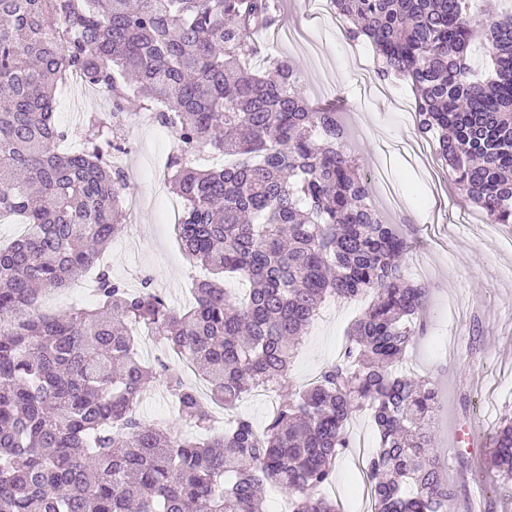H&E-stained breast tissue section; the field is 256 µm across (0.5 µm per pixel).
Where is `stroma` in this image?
<instances>
[{"mask_svg":"<svg viewBox=\"0 0 512 512\" xmlns=\"http://www.w3.org/2000/svg\"><path fill=\"white\" fill-rule=\"evenodd\" d=\"M304 0H278L279 24L291 29L313 28L320 54L300 51L262 33L254 65L268 69L271 60L287 58L299 68L301 90L319 107L336 108L348 130L349 151L370 177V197L390 223L406 220L414 227L402 260L407 280L423 281L431 290L427 336L407 353L403 371L413 377L434 375L440 407L436 415L434 451L446 462L449 476L461 479L459 498L450 512H483V488L470 475L474 457L456 453L451 430L456 423L480 426L492 438L505 410L512 409V224L460 222L458 196L448 184V168L435 152L416 155L415 121L392 111L383 98L368 96L351 71L350 54L359 51L373 59L370 44L347 39L333 11L311 23ZM55 117L69 130V146H81L93 134L89 116L110 108L111 100L94 89L59 85ZM135 118L126 127L129 195L140 205L124 232L103 251L100 262L113 278L133 291L143 280L163 295L175 311L192 307V283L203 277L177 240L168 202L167 162L176 141L142 114L139 102L127 105ZM362 307L327 301L310 325L292 360L288 378L307 384L336 361L347 331ZM352 448L339 458L336 478L326 485L328 497L344 502L353 496L359 466L378 444L368 411L350 424Z\"/></svg>","mask_w":512,"mask_h":512,"instance_id":"35a3bbf8","label":"stroma"}]
</instances>
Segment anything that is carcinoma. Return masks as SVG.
Returning a JSON list of instances; mask_svg holds the SVG:
<instances>
[{
    "mask_svg": "<svg viewBox=\"0 0 512 512\" xmlns=\"http://www.w3.org/2000/svg\"><path fill=\"white\" fill-rule=\"evenodd\" d=\"M370 43L381 81L410 80L419 135L491 224H512V14L475 18L469 0H330ZM278 22L277 0H0V216L24 233L0 247V512H265L267 487L288 512H340L318 490L370 411L378 448L365 460L372 512H448L458 483L432 452L436 381L398 370L427 333L429 288L401 273L406 237L369 202V176L345 149L338 112L312 107L293 61L249 68L251 34ZM486 30L488 72L469 47ZM108 91L97 138L63 153L55 120L66 73ZM177 150L184 200L176 234L212 273L180 314L151 289L112 279L97 260L123 232L126 175L103 152L131 95ZM210 147L231 159L202 170ZM97 269L100 307L44 313L43 292ZM249 283L239 299L221 279ZM369 302L341 357L295 390L288 369L329 300ZM183 353L213 402L232 409L278 393L258 432L245 416L220 434L195 386L137 353L132 326ZM164 374L194 434L145 424L138 406ZM512 493V413L486 461Z\"/></svg>",
    "mask_w": 512,
    "mask_h": 512,
    "instance_id": "carcinoma-1",
    "label": "carcinoma"
}]
</instances>
